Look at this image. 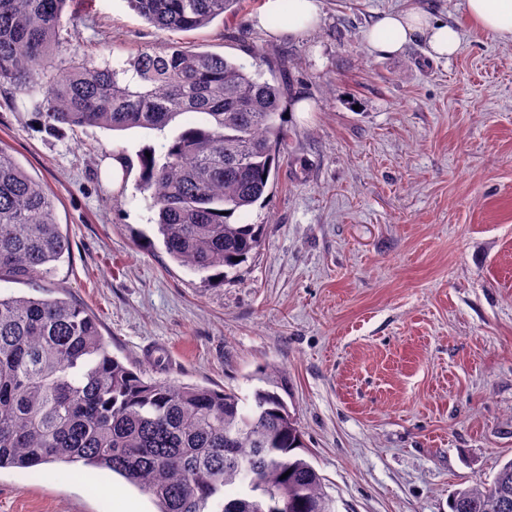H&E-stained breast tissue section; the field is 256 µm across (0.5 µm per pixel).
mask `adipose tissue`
<instances>
[{"mask_svg": "<svg viewBox=\"0 0 512 512\" xmlns=\"http://www.w3.org/2000/svg\"><path fill=\"white\" fill-rule=\"evenodd\" d=\"M465 15L476 29L512 41V0H465ZM320 18L321 0H264L253 21L275 36L284 30L291 34L310 32ZM363 37L380 56L401 54L406 46L420 40L428 55L438 60L454 55L460 45L458 26L414 7L378 14Z\"/></svg>", "mask_w": 512, "mask_h": 512, "instance_id": "ef3b65f1", "label": "adipose tissue"}]
</instances>
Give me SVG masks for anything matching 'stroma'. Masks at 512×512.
Listing matches in <instances>:
<instances>
[{
	"label": "stroma",
	"mask_w": 512,
	"mask_h": 512,
	"mask_svg": "<svg viewBox=\"0 0 512 512\" xmlns=\"http://www.w3.org/2000/svg\"><path fill=\"white\" fill-rule=\"evenodd\" d=\"M262 0L191 31L159 30L124 0H74L75 47L122 65L176 44L275 73L288 144L241 222L257 254L207 281L157 243L139 191L145 129L41 127L0 98V147L56 198L72 252L51 280H0L4 297H58L99 322L144 378L251 395L282 371L335 512H449L458 488L512 458V42L467 23L464 0H322L319 26L274 37ZM418 6L458 25L455 56L416 43L388 58L363 32ZM313 111L296 112L300 100ZM130 162L120 184L112 159ZM148 496L103 469H0V512H118Z\"/></svg>",
	"instance_id": "1"
}]
</instances>
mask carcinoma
<instances>
[{
  "instance_id": "1",
  "label": "carcinoma",
  "mask_w": 512,
  "mask_h": 512,
  "mask_svg": "<svg viewBox=\"0 0 512 512\" xmlns=\"http://www.w3.org/2000/svg\"><path fill=\"white\" fill-rule=\"evenodd\" d=\"M73 0H0V92L40 97L50 130L164 132L138 156L140 190L170 259L229 280L257 253L263 225L231 222L265 194L288 139L280 87L222 55L146 46L119 68L67 54ZM160 30L202 28L240 0H125ZM38 66H33V62ZM54 197L0 148V277H51L70 257ZM251 400L147 380L110 354L99 325L62 298L0 297V469L64 463L106 469L156 512H334L307 459L282 373L257 371ZM449 512H512V459L459 489Z\"/></svg>"
}]
</instances>
